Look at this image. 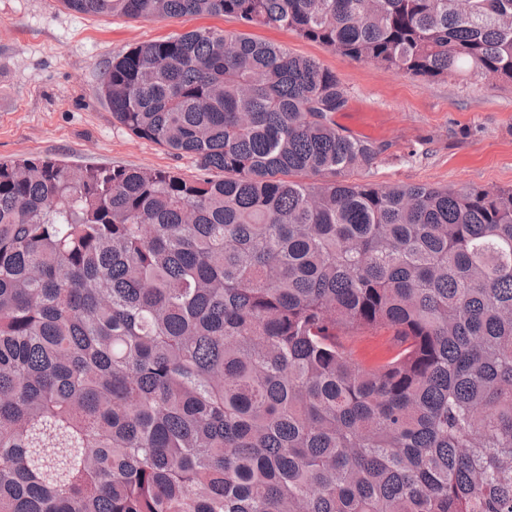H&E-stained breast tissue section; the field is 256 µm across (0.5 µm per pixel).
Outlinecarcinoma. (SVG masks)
Here are the masks:
<instances>
[{
    "instance_id": "cac0c4a2",
    "label": "carcinoma",
    "mask_w": 512,
    "mask_h": 512,
    "mask_svg": "<svg viewBox=\"0 0 512 512\" xmlns=\"http://www.w3.org/2000/svg\"><path fill=\"white\" fill-rule=\"evenodd\" d=\"M59 2L512 82V0ZM96 93L200 176L0 162V512H512V189L360 180L336 73L214 28ZM392 333L378 331L371 336H362L354 344L356 357L365 366L375 365L391 356Z\"/></svg>"
}]
</instances>
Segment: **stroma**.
I'll return each mask as SVG.
<instances>
[{
    "mask_svg": "<svg viewBox=\"0 0 512 512\" xmlns=\"http://www.w3.org/2000/svg\"><path fill=\"white\" fill-rule=\"evenodd\" d=\"M200 27L277 43L336 72L349 97L337 125L380 149L362 179L383 186L512 188V84L414 78L231 17L132 21L79 15L59 0H0V162L50 156L197 175L190 157H173L115 123L96 86L105 66L128 48Z\"/></svg>",
    "mask_w": 512,
    "mask_h": 512,
    "instance_id": "35a3bbf8",
    "label": "stroma"
}]
</instances>
